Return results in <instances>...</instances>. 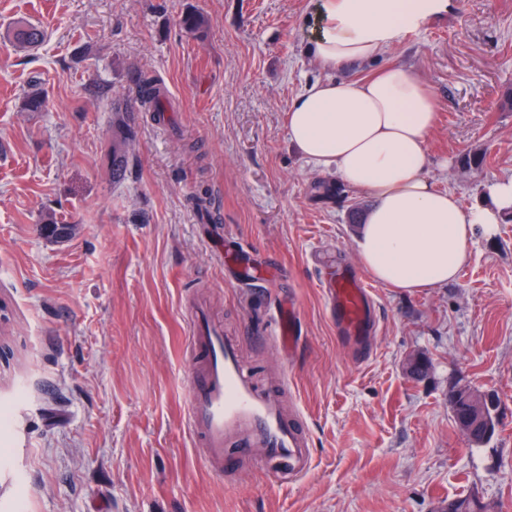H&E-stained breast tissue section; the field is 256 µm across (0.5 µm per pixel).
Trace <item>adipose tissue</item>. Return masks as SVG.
I'll use <instances>...</instances> for the list:
<instances>
[{
    "label": "adipose tissue",
    "instance_id": "1",
    "mask_svg": "<svg viewBox=\"0 0 512 512\" xmlns=\"http://www.w3.org/2000/svg\"><path fill=\"white\" fill-rule=\"evenodd\" d=\"M454 0H319L307 52L325 70L377 60ZM434 91L404 66L377 76L310 83L288 108L291 146L306 162L335 169L371 197L356 249L362 267L386 287L448 285L469 254L476 229L494 234L512 213V178L488 183L466 206L429 175L426 141L437 122Z\"/></svg>",
    "mask_w": 512,
    "mask_h": 512
}]
</instances>
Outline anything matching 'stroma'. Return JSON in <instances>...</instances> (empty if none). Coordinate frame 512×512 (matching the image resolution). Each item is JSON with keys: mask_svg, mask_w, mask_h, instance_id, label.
I'll use <instances>...</instances> for the list:
<instances>
[{"mask_svg": "<svg viewBox=\"0 0 512 512\" xmlns=\"http://www.w3.org/2000/svg\"><path fill=\"white\" fill-rule=\"evenodd\" d=\"M318 0H0V512H437L476 498L512 512V218L475 232L457 279L399 291L372 282L373 352L349 362L319 288L321 251L358 264L355 209L370 198L288 141L293 97L326 73L305 52ZM201 16L197 32L186 14ZM19 21L44 33L13 43ZM415 70L440 112L427 140L439 188L463 205L512 178V0H457L364 78ZM169 91L144 111L137 77ZM38 95L46 109L29 111ZM482 156L467 166L466 156ZM123 158L126 173L114 179ZM207 193L208 215L194 196ZM72 234L47 236L48 221ZM277 259L258 292L224 279L225 234ZM297 299L303 343L280 360L258 340L270 300ZM207 302L259 382L286 374V407L313 446L296 482L205 462L185 417L188 319ZM416 358L426 376L408 372ZM498 398L484 445L448 392Z\"/></svg>", "mask_w": 512, "mask_h": 512, "instance_id": "obj_1", "label": "stroma"}]
</instances>
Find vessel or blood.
I'll use <instances>...</instances> for the list:
<instances>
[{
	"instance_id": "b4317fda",
	"label": "vessel or blood",
	"mask_w": 512,
	"mask_h": 512,
	"mask_svg": "<svg viewBox=\"0 0 512 512\" xmlns=\"http://www.w3.org/2000/svg\"><path fill=\"white\" fill-rule=\"evenodd\" d=\"M224 253L232 260L236 280L263 284V266L233 237H225ZM330 320L342 344L357 358L378 327L377 306L363 275L349 266L336 268L321 282ZM269 338L280 355L293 356L302 341L295 305L274 312ZM189 341L199 356L188 375L187 424L192 436L209 450V464L222 469L224 451L236 445L241 458L254 459L276 479L294 481L312 462L311 441L301 415L286 411L282 382L259 390L243 364L240 344L226 338L205 302H196L189 321Z\"/></svg>"
}]
</instances>
